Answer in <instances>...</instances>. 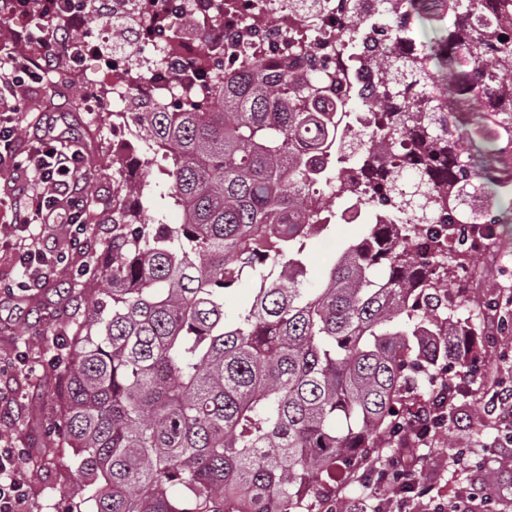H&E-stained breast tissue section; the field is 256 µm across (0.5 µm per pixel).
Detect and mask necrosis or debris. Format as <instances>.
Segmentation results:
<instances>
[{
	"label": "necrosis or debris",
	"mask_w": 512,
	"mask_h": 512,
	"mask_svg": "<svg viewBox=\"0 0 512 512\" xmlns=\"http://www.w3.org/2000/svg\"><path fill=\"white\" fill-rule=\"evenodd\" d=\"M113 15L124 17L123 47L113 51L102 79L92 80L86 111L105 102L120 105L139 98L172 112L179 100L195 98L209 109L222 95L224 76L243 59L273 69L283 60L329 84V100L346 88L372 91L370 57L414 54L412 31L400 29L405 0H392L377 14L375 0H113ZM197 19L185 28V16ZM362 24L352 27V17ZM275 26H268V19ZM139 56L140 74L131 77L128 59Z\"/></svg>",
	"instance_id": "obj_1"
}]
</instances>
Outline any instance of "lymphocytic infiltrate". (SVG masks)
Segmentation results:
<instances>
[{
  "instance_id": "obj_1",
  "label": "lymphocytic infiltrate",
  "mask_w": 512,
  "mask_h": 512,
  "mask_svg": "<svg viewBox=\"0 0 512 512\" xmlns=\"http://www.w3.org/2000/svg\"><path fill=\"white\" fill-rule=\"evenodd\" d=\"M0 8L14 13H29L31 24L11 41L0 43V170L22 172L26 183L16 194L8 195L6 204L16 224L50 222L59 218L73 228L75 235L86 231L81 222V201L85 194L82 180L84 161L58 134H37L26 156H19L14 143L23 122L22 91L29 84L43 83L48 70L42 60L17 54L19 42L39 45L44 52H53L58 40L54 24L64 11L53 0H0ZM475 367H467L458 377L448 378L445 387L431 403L416 407L396 433L402 448L428 447L434 433L443 425L442 411L448 395L465 392L468 383L477 381ZM26 454L9 439L0 437V512H29L28 485L20 476V464ZM403 460L393 458L375 468L377 483L392 487L389 504L394 512H414L422 492L407 479Z\"/></svg>"
}]
</instances>
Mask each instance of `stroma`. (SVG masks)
Here are the masks:
<instances>
[{"instance_id": "obj_1", "label": "stroma", "mask_w": 512, "mask_h": 512, "mask_svg": "<svg viewBox=\"0 0 512 512\" xmlns=\"http://www.w3.org/2000/svg\"><path fill=\"white\" fill-rule=\"evenodd\" d=\"M25 121L15 142L17 153L31 147L33 130L48 118L69 127L74 147L94 176V191L82 209L86 242L70 243L65 224H41L37 230L43 252L52 265L38 284L22 292L16 251L26 230L0 222V434L12 437L18 446L30 449L24 462L30 512H68L82 477L68 459L54 430L60 405L52 398L66 360L67 341L73 324L84 309L91 290H104L97 266L112 250V194L122 179L155 181L154 154L145 143L115 153L112 149V111L87 112L70 86L59 84L56 75L47 83L28 86L25 91ZM364 231L360 224H333L309 241L307 280L320 286L326 269L347 243ZM476 283L468 290L469 300L460 309L478 329L471 349L488 370L500 372L506 362L502 350L512 351V305L489 311L512 292V220L499 225L497 235L486 250L472 254ZM16 294H8V287ZM486 397L482 387H474L448 407L452 418L434 438L431 447L421 449L419 469L422 482L435 499H466L468 512H482L483 498H469L471 488L483 486V471L456 465L459 449L468 448L486 456L497 476V489L512 487V447L497 448L493 441L496 426L484 412Z\"/></svg>"}]
</instances>
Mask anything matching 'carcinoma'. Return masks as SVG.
<instances>
[{
    "label": "carcinoma",
    "mask_w": 512,
    "mask_h": 512,
    "mask_svg": "<svg viewBox=\"0 0 512 512\" xmlns=\"http://www.w3.org/2000/svg\"><path fill=\"white\" fill-rule=\"evenodd\" d=\"M441 5L407 0L434 37L373 59L369 98L325 108L317 77L249 60L211 110L136 112L182 223L147 214L146 183L118 182L109 288L87 298L55 393L75 512H325L403 395L435 393L431 368L464 362L474 327L448 311V274L471 253L449 238L478 192L512 211V0L482 24L479 0ZM356 101L373 127L347 125ZM403 178L398 223L365 225L309 287L308 241L336 218L315 185L366 202ZM244 277L253 295L229 319Z\"/></svg>",
    "instance_id": "1"
}]
</instances>
